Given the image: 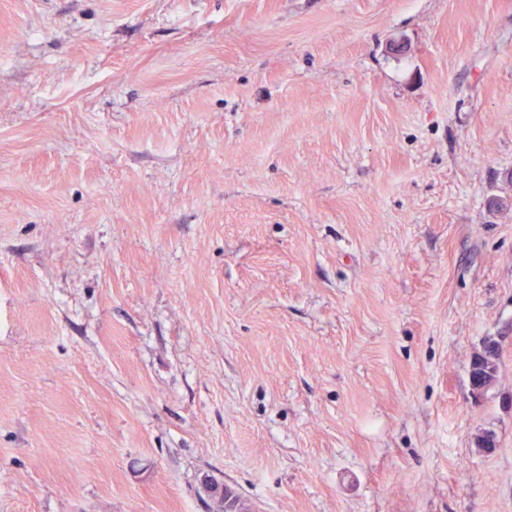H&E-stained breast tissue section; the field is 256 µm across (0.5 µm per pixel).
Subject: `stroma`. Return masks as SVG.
Instances as JSON below:
<instances>
[{
  "mask_svg": "<svg viewBox=\"0 0 512 512\" xmlns=\"http://www.w3.org/2000/svg\"><path fill=\"white\" fill-rule=\"evenodd\" d=\"M207 476L512 512V0H0V512ZM498 346L486 342L482 349L475 352L469 366V381L474 397L483 396L493 387L498 371Z\"/></svg>",
  "mask_w": 512,
  "mask_h": 512,
  "instance_id": "obj_1",
  "label": "stroma"
}]
</instances>
